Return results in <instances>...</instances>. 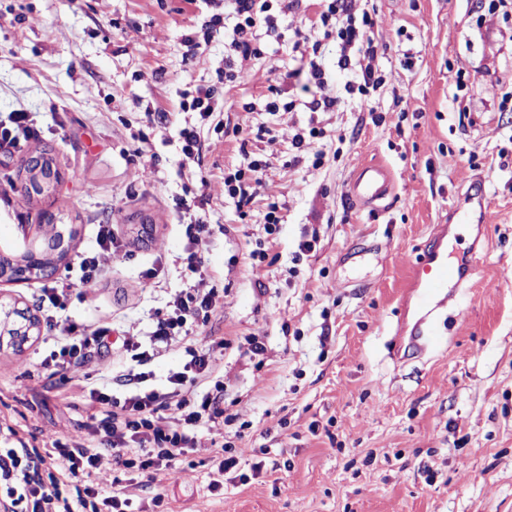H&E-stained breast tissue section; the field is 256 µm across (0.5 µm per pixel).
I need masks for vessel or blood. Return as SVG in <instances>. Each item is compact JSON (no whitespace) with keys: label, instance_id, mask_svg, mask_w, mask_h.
<instances>
[{"label":"vessel or blood","instance_id":"b4317fda","mask_svg":"<svg viewBox=\"0 0 512 512\" xmlns=\"http://www.w3.org/2000/svg\"><path fill=\"white\" fill-rule=\"evenodd\" d=\"M388 185L385 168L366 165L357 172L353 193L360 201L372 202L385 196ZM432 242V249L414 263L404 295L405 304L413 308L414 318L400 326L401 335L420 355L436 351L442 344L437 317L443 296L466 288L476 272L473 254L449 255L447 225L437 226Z\"/></svg>","mask_w":512,"mask_h":512}]
</instances>
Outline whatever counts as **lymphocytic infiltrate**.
<instances>
[{"label": "lymphocytic infiltrate", "mask_w": 512, "mask_h": 512, "mask_svg": "<svg viewBox=\"0 0 512 512\" xmlns=\"http://www.w3.org/2000/svg\"><path fill=\"white\" fill-rule=\"evenodd\" d=\"M230 5L237 22L224 59V79L232 83L240 78L243 61L261 55L260 29L276 30L277 19L270 13L271 0H230ZM373 26L369 14L354 12L352 0H325L307 31L298 32L297 43L307 51V82L313 87L306 103L309 111L331 112L339 102L318 61L321 38L335 37L340 48L339 69H350L353 54H362L365 66L356 86L360 96H369L382 83L383 77L373 65L378 55L370 36ZM264 171L262 161L245 159L234 174L225 177V194L235 198L239 207H247ZM206 205L200 198L184 206L190 215L185 260L195 274L204 266ZM96 242V251L77 258L81 282L100 277L102 255L121 248L111 224L99 225ZM218 296L217 288L198 283L171 295L166 315L157 319L147 336L146 348L131 342L124 345L137 370L117 377L115 393L89 390L88 401L97 411L83 431L42 450L24 444L1 447L0 504L8 512H126L132 504L127 491L131 473L155 482L163 471L186 462L198 426L231 425L233 417L224 408V382L216 377L214 368L215 351L223 350L230 341L214 336L204 345L191 332L193 326L209 324ZM65 332L69 343L41 362L46 369L62 368L60 381L64 384L78 376L88 356L106 347L112 329L101 326L78 336L69 326ZM173 346L182 349L183 363L164 386H156L151 364ZM107 464L112 467V492L106 496L95 477Z\"/></svg>", "instance_id": "f902f5d3"}]
</instances>
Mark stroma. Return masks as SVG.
Listing matches in <instances>:
<instances>
[{"mask_svg":"<svg viewBox=\"0 0 512 512\" xmlns=\"http://www.w3.org/2000/svg\"><path fill=\"white\" fill-rule=\"evenodd\" d=\"M354 7L375 20L383 83L365 100L349 93L359 68L340 70L335 39L322 40L339 103L312 113L288 75L299 66L295 33L315 20L318 0L279 14L261 57L229 84L224 33L235 20L224 0H0V118L24 110L40 131L0 162V251L21 255L54 224L69 233L52 275L0 280V304L37 316L38 289L70 283L59 326L107 322L144 341L170 296L198 280L183 261L177 204L208 201L207 282L224 299L195 334L233 340L216 363L227 411L243 427L233 454L251 478L209 492V457L224 432L198 428L189 465L162 477L168 512H512V282L500 277L512 266V47L486 37L472 0ZM215 15L225 22L209 27ZM190 35L208 42L191 51ZM273 86L292 108L266 110ZM206 88L225 105L201 126L213 147L196 162L179 131L197 122L189 104ZM151 112L164 121H149ZM313 127L322 137H309ZM298 133L306 140L297 151ZM45 146L61 181L30 196L20 189L24 163ZM247 155L266 168L242 212L224 177ZM370 163L392 183L365 204L352 184ZM100 224L116 225L125 246L83 284L76 259L95 250ZM438 224L449 226L453 250H475L477 272L444 303V346L403 361L394 354L403 292ZM304 241L311 251L300 252ZM353 244L364 255L344 261ZM262 250L268 261L254 264ZM250 336L263 341L262 359L247 355ZM57 348L42 320L25 342H0V435L48 448L89 423L84 394L111 382L121 354L92 353L61 395L40 366Z\"/></svg>","mask_w":512,"mask_h":512,"instance_id":"35a3bbf8","label":"stroma"}]
</instances>
